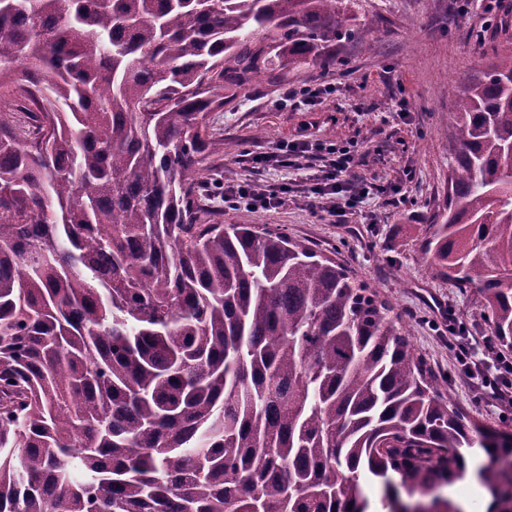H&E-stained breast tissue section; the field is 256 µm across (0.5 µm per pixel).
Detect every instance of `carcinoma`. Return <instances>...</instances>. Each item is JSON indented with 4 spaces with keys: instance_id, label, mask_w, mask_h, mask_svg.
<instances>
[{
    "instance_id": "cac0c4a2",
    "label": "carcinoma",
    "mask_w": 512,
    "mask_h": 512,
    "mask_svg": "<svg viewBox=\"0 0 512 512\" xmlns=\"http://www.w3.org/2000/svg\"><path fill=\"white\" fill-rule=\"evenodd\" d=\"M352 0H0V512H386L466 471L512 512V433L448 405L390 308L202 199L224 89L363 36ZM273 33L270 42L255 34ZM421 259L512 349V53L448 113ZM400 478L395 484L389 473ZM420 512H460L435 496Z\"/></svg>"
}]
</instances>
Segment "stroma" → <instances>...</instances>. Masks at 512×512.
<instances>
[{"label":"stroma","mask_w":512,"mask_h":512,"mask_svg":"<svg viewBox=\"0 0 512 512\" xmlns=\"http://www.w3.org/2000/svg\"><path fill=\"white\" fill-rule=\"evenodd\" d=\"M353 10L357 24L371 27L364 39L337 41L322 61L285 67L268 58L259 80L226 91L223 111L208 116L212 144L204 177L269 190L285 184L288 199L258 211L228 209L218 199L212 206L224 223L281 231L336 260L388 303L418 353L447 376L443 392L451 407L479 425L512 431V417L503 416L499 401L472 391L448 349L452 312L465 323L474 350L483 348L489 326L475 290L455 287L419 256L423 226L447 205L448 114L491 48L512 51V31L489 28L478 8L458 13L452 0H356ZM320 83L333 90L316 106L283 100L288 90ZM284 142L313 150L291 166L253 167V155L273 157ZM355 143L364 151L357 177L402 185L405 198L390 204L369 195L340 224L328 201L309 193L322 175L314 147Z\"/></svg>","instance_id":"obj_1"}]
</instances>
